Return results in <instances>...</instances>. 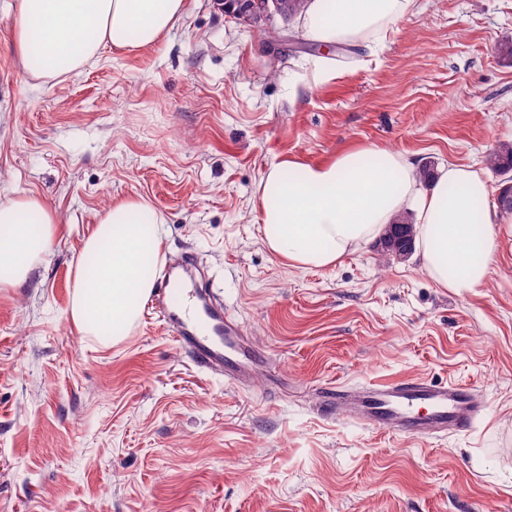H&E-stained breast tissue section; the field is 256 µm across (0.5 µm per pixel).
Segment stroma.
<instances>
[{"mask_svg":"<svg viewBox=\"0 0 512 512\" xmlns=\"http://www.w3.org/2000/svg\"><path fill=\"white\" fill-rule=\"evenodd\" d=\"M11 2L0 202L38 196L58 232L0 288V512H512V236L460 295L372 244L288 265L256 211L284 159L372 145L439 171L512 146V0H418L374 50L309 53L188 0L160 45L50 83L11 47ZM122 198L163 217L165 257L192 253L265 356L248 385L196 370L150 311L114 343L72 324L83 242ZM412 379L471 385L487 412L429 439L324 409L336 387Z\"/></svg>","mask_w":512,"mask_h":512,"instance_id":"obj_1","label":"stroma"}]
</instances>
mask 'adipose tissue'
<instances>
[{
  "instance_id": "obj_1",
  "label": "adipose tissue",
  "mask_w": 512,
  "mask_h": 512,
  "mask_svg": "<svg viewBox=\"0 0 512 512\" xmlns=\"http://www.w3.org/2000/svg\"><path fill=\"white\" fill-rule=\"evenodd\" d=\"M187 0H14L12 47L23 67L50 82L78 72L104 46H154L181 19ZM416 0H306L296 23L312 43L370 47L413 13ZM412 157L355 145L319 163L284 159L258 184L264 245L300 268H326L377 239L397 214L414 213L424 270L444 288L483 287L501 229L482 172L449 163L424 185ZM162 217L144 200L113 202L85 240L75 269L71 317L86 336L117 341L152 292L163 259ZM39 197L0 203V287L25 281L57 232Z\"/></svg>"
}]
</instances>
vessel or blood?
<instances>
[{
    "mask_svg": "<svg viewBox=\"0 0 512 512\" xmlns=\"http://www.w3.org/2000/svg\"><path fill=\"white\" fill-rule=\"evenodd\" d=\"M195 268L193 255L171 260L149 299V309L197 369L223 374L232 383L246 382L264 358L248 349L237 323L197 280ZM328 408L364 427L436 438L471 430L487 401L468 386L417 379L358 390L340 388Z\"/></svg>",
    "mask_w": 512,
    "mask_h": 512,
    "instance_id": "1",
    "label": "vessel or blood"
}]
</instances>
